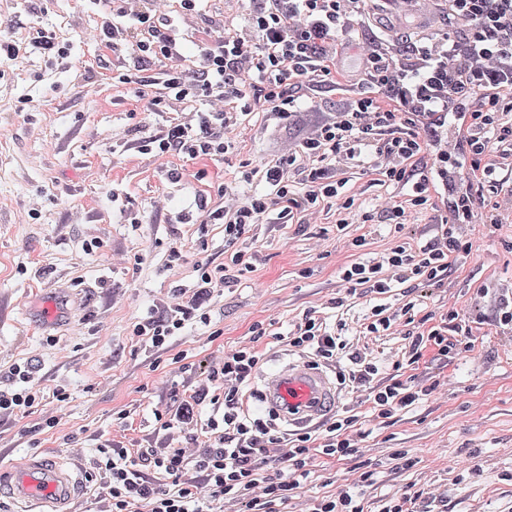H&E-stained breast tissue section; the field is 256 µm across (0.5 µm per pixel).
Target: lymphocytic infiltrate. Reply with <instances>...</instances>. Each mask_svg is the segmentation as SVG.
I'll use <instances>...</instances> for the list:
<instances>
[{
  "instance_id": "1",
  "label": "lymphocytic infiltrate",
  "mask_w": 512,
  "mask_h": 512,
  "mask_svg": "<svg viewBox=\"0 0 512 512\" xmlns=\"http://www.w3.org/2000/svg\"><path fill=\"white\" fill-rule=\"evenodd\" d=\"M197 2L180 0L176 15L163 19L149 7L124 0L100 34L105 44L128 40L143 58L169 63L156 77L138 68L117 74L122 84L154 87L146 111L172 115L165 133L143 141L142 150L219 162L232 148L224 139L225 128L254 107H265L274 119L283 121L297 104L296 88L335 86L341 39L359 11L360 0H257L246 26L219 31L201 48L188 72L181 65L180 22L195 12ZM448 4L470 23L464 45L444 43L435 49L415 45L407 53L373 50L365 69L374 92L356 93L344 111L319 125L295 153L261 162L263 193L211 212V220L224 225L225 241L239 240L249 226L263 223L272 213L290 221L330 203L351 210L355 200L345 195L337 166L368 151L388 182L408 188L410 203L389 211L396 243L388 253L341 269L345 292L365 285L386 294L407 282L418 288L434 287L455 261L467 258L472 247L460 241L455 224L426 246L412 248L403 239L406 208L424 205L429 191L447 189L455 169L471 167L480 171L482 181L493 182L496 167L487 158L494 145L512 139V124H505L501 112L504 100L512 99V0H448ZM179 106L191 108L190 121L174 118ZM450 124L459 136L453 156L437 147L439 130ZM297 170L304 176L301 192L291 180ZM256 260L255 252L240 249L216 268L201 266L187 304L145 318L134 326V336L159 350L188 319L209 323L205 303L218 276L253 271ZM288 343L310 351L319 362L348 360L350 367L339 380L352 389L371 386L377 418H392L431 393L430 387L410 384L395 374L385 385H376L379 364L350 352L341 334L313 316L303 318ZM472 348L469 319L449 312L426 336L413 337L410 359L419 361L428 351L444 356ZM259 361L251 348L227 351L223 365L207 375L209 383L224 382L223 396L210 395L206 386L173 416L156 414L161 428L169 430L193 421L195 407L203 401L215 405L206 424L212 442L197 457H186L179 448L162 452L143 448L134 456L116 448L99 449L93 464L103 476L110 512H137L142 506L147 512H214L215 504L226 500L236 502L239 512H278L309 479L313 454L337 461L356 456L357 415L334 420L324 436L306 431L286 440L251 418L243 409L244 388ZM35 372L28 360L10 366L8 382L0 389V416L27 413L37 404ZM273 444L281 447L274 460L269 457ZM272 460L284 469V477L264 478L262 469ZM374 476V470L363 471L337 496L315 498L312 512H364L362 490L373 485Z\"/></svg>"
}]
</instances>
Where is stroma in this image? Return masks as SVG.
I'll return each instance as SVG.
<instances>
[{
	"label": "stroma",
	"mask_w": 512,
	"mask_h": 512,
	"mask_svg": "<svg viewBox=\"0 0 512 512\" xmlns=\"http://www.w3.org/2000/svg\"><path fill=\"white\" fill-rule=\"evenodd\" d=\"M112 0H0V37L29 51L40 31L67 43L82 68L46 62L30 53L26 70L0 78V369L27 358L38 360L36 380L43 400L34 413L0 417V467L33 456L57 455L82 473L77 512H105L106 500L91 461L108 446L135 453L140 448L206 447L210 402L197 408V424L162 430L156 413L175 412L198 390L211 368L234 346H251L261 361L249 385L251 416L269 419L261 397V375L288 359L304 358L287 336L303 315L343 322L352 348L399 365L403 378L435 391L390 422L374 421L371 394L345 389L342 407L359 421L358 459L375 468L365 495V512H379L381 499L405 486L423 491L421 512H512V331L493 321L494 296L512 289V211L500 203L512 192V145L497 144L500 187L482 188L477 198L488 221L464 224L463 240L476 256L456 263L441 286L392 289L378 295L358 288L340 308L339 273L347 264L384 255L394 245L383 206L407 198L405 188L380 180L369 155L341 165L347 195L375 213L369 224L338 230V210L306 216L303 224L267 220L243 235L241 246L256 251L253 271L215 288L205 307L210 324L186 321L166 350L136 343L132 329L148 316L179 303L197 280L198 265L223 264L233 247L224 227L203 223L197 206L224 205V189L260 193L263 183L247 176V163L293 151L311 130L343 110L354 91L371 90L362 58L371 41L389 32L376 0H364L338 58L335 90L299 88L297 112L289 121L257 109L229 130L235 147L214 164L173 153L143 152L141 138L162 135L168 115L142 121V103L117 83V66L131 64V45L105 46L102 23ZM250 0H201L183 35L187 65L223 19L243 23ZM182 171L180 181L169 170ZM447 213L438 198L414 208L406 235L413 247L440 232ZM365 236L366 244L352 241ZM101 247L82 252L84 243ZM183 260H168L170 248ZM415 302L413 323L397 319L387 332L363 331L370 308L397 310ZM479 318L467 357L426 354L410 363L408 332L425 331V317L448 310ZM268 329L254 337L255 325ZM55 336L56 345L46 343ZM187 352L185 365L175 364ZM65 389L66 402L55 392ZM54 427H46V419ZM416 463L404 469L397 451ZM357 459V460H358ZM355 462V461H354ZM353 461L330 465L315 456L306 486L285 512H310L315 496L358 477Z\"/></svg>",
	"instance_id": "35a3bbf8"
}]
</instances>
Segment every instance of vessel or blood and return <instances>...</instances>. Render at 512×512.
<instances>
[{"label":"vessel or blood","instance_id":"obj_1","mask_svg":"<svg viewBox=\"0 0 512 512\" xmlns=\"http://www.w3.org/2000/svg\"><path fill=\"white\" fill-rule=\"evenodd\" d=\"M427 0H384V18L395 31L412 22L431 24ZM270 411L289 427L317 423L336 408L340 391L327 371L306 361L282 364L263 379ZM78 469L57 458L42 457L6 471L0 485L20 505V512H76Z\"/></svg>","mask_w":512,"mask_h":512}]
</instances>
